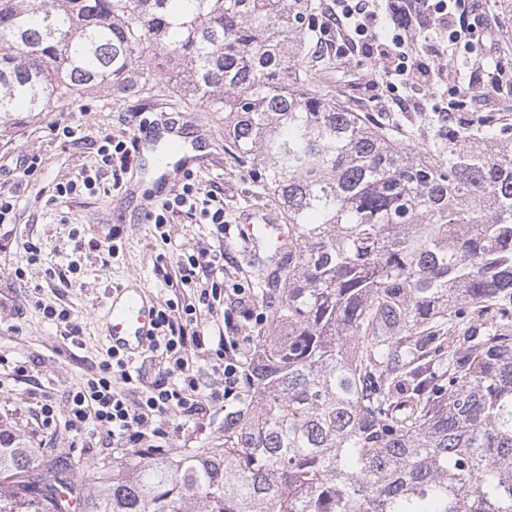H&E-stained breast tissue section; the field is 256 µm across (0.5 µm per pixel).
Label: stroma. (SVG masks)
Masks as SVG:
<instances>
[{
    "instance_id": "35a3bbf8",
    "label": "stroma",
    "mask_w": 512,
    "mask_h": 512,
    "mask_svg": "<svg viewBox=\"0 0 512 512\" xmlns=\"http://www.w3.org/2000/svg\"><path fill=\"white\" fill-rule=\"evenodd\" d=\"M503 0H460L468 13L484 18L494 34L486 40L482 32L462 35L449 45L448 55L458 69L457 85L447 79L435 80L428 87L397 90L368 85L371 70L361 54L341 56V36L329 32L331 46L327 57L316 64L320 80L335 91H356L370 99L371 111L379 117H395L404 125L423 128L424 120L454 108L458 113L498 112L512 120V91L501 94L470 79L472 70L486 58L502 56L506 41L512 40V7ZM135 112L149 113L151 119L173 128L186 142H201L203 152L189 167L202 189L212 190L224 199V219L229 226L226 272L232 282L246 288V305L259 313H270L256 288L258 260L249 244L238 237L244 214L263 209L275 214L273 202L263 199L235 156L224 149V116L206 106L176 95L170 88L141 96L118 98L101 92L80 102L58 108L36 119L18 113L15 124L0 128V191L16 194L11 221L0 224V358L26 362L30 380L7 381L0 389V429L27 448H49L58 465L73 478H83L89 465L110 463L112 454L97 439L74 435L63 422L36 429L34 415L43 395L62 399L66 391L79 385L89 367L105 355L104 301L108 289L140 286L164 305L174 298L154 270L157 260L172 261L176 247L210 248L217 241L203 219L175 217L171 240L163 242L154 232L149 217L159 203L172 193V186L152 176L156 156L146 152L134 158L123 174L122 186L112 190L110 175H102L96 193L80 192L60 196L57 183L91 169L100 140L107 135L121 137ZM78 125L81 142H66L53 134L54 124ZM38 156L41 163L34 175H26L24 161ZM114 234L119 253L109 264H102L92 243ZM82 250H75V240ZM41 249V267L22 281L8 277L6 270L25 256L26 242ZM65 271L64 280H46L43 269ZM51 305L67 309L82 330L78 341L63 338L62 324L45 318L42 308ZM178 449L205 448L224 437V413L216 411L203 421L185 422L171 416Z\"/></svg>"
}]
</instances>
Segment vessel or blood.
<instances>
[{
  "mask_svg": "<svg viewBox=\"0 0 512 512\" xmlns=\"http://www.w3.org/2000/svg\"><path fill=\"white\" fill-rule=\"evenodd\" d=\"M240 234L251 245H259L261 236L284 239L282 225L273 218L245 216ZM107 339L113 347L134 355L148 344L156 328V309L149 295L139 288L119 289L107 312Z\"/></svg>",
  "mask_w": 512,
  "mask_h": 512,
  "instance_id": "b4317fda",
  "label": "vessel or blood"
}]
</instances>
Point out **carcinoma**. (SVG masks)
Returning <instances> with one entry per match:
<instances>
[{
  "instance_id": "carcinoma-1",
  "label": "carcinoma",
  "mask_w": 512,
  "mask_h": 512,
  "mask_svg": "<svg viewBox=\"0 0 512 512\" xmlns=\"http://www.w3.org/2000/svg\"><path fill=\"white\" fill-rule=\"evenodd\" d=\"M318 9L0 0V126L150 91L162 56L288 231L224 441L79 481L0 433V512H512V124L439 116L419 151L317 79Z\"/></svg>"
}]
</instances>
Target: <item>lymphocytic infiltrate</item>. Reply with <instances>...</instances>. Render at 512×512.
I'll list each match as a JSON object with an SVG mask.
<instances>
[{"label": "lymphocytic infiltrate", "mask_w": 512, "mask_h": 512, "mask_svg": "<svg viewBox=\"0 0 512 512\" xmlns=\"http://www.w3.org/2000/svg\"><path fill=\"white\" fill-rule=\"evenodd\" d=\"M393 8L396 31L387 41L376 31L378 10L372 0H333L323 15L324 26L348 30L351 51L388 60L386 77L407 80L426 79L433 73L432 65L418 60L409 45L412 26L436 25L455 38L476 29L468 16L453 12L448 0H395ZM148 123L143 113H134L125 139L107 136L99 142L97 168L110 173L113 189H120L122 174L137 150V133ZM180 214L203 218L216 232L224 230L223 199L203 190L190 174L154 214L161 240H169L166 226ZM224 255L221 248L183 250L173 264L159 266L165 282L193 288L194 295L182 303L167 302L156 312L157 333L150 340V350L161 366L154 381L142 384L133 375L129 358L109 350L106 359L91 365L80 386L67 391L63 407H56L50 398L42 403L44 423L63 420L68 431L76 434L97 429L117 454L134 448L147 456L163 455L174 446L167 430L169 416L178 413L191 422L240 396L243 365L253 338L241 331L238 307L223 303ZM202 352L212 354L220 385H202L196 365Z\"/></svg>", "instance_id": "obj_1"}]
</instances>
